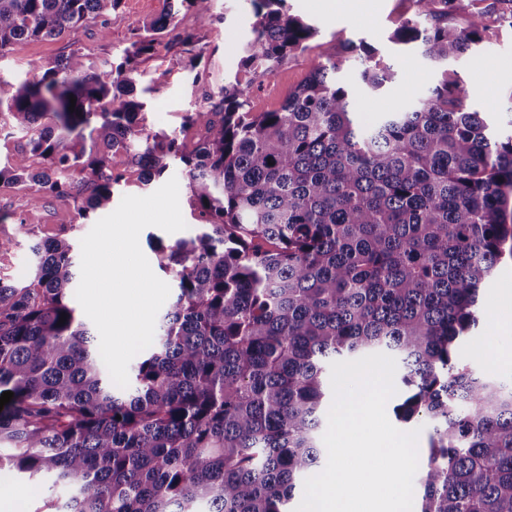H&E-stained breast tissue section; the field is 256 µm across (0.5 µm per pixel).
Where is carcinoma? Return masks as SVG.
Returning <instances> with one entry per match:
<instances>
[{
    "label": "carcinoma",
    "mask_w": 512,
    "mask_h": 512,
    "mask_svg": "<svg viewBox=\"0 0 512 512\" xmlns=\"http://www.w3.org/2000/svg\"><path fill=\"white\" fill-rule=\"evenodd\" d=\"M250 2L240 65L270 77L316 29L286 0ZM459 2L415 0L393 40L449 66L489 29L482 12L456 22ZM120 4L0 0V59L88 22L104 29ZM181 6L211 18V0H163L117 64L72 49L28 63L22 80L0 77V126L24 139L1 188L38 184L32 207L72 195L85 219L111 207L116 159L146 182L177 160L204 226L156 247L178 293L120 393L70 306L67 239L33 245L28 280L0 278V393L14 392L0 410V472L27 477L43 496L35 512H290L322 466L325 362L386 352L402 367L396 417L433 428L420 512H512V385L461 352L480 291L512 261V134L492 136L446 73L411 109L362 125L359 91L336 74L355 66L371 91L395 74L351 44L273 112L251 114L242 83H224L187 114L201 128L188 151L179 133L147 128L136 94L139 60Z\"/></svg>",
    "instance_id": "carcinoma-1"
}]
</instances>
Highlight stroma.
<instances>
[{"mask_svg": "<svg viewBox=\"0 0 512 512\" xmlns=\"http://www.w3.org/2000/svg\"><path fill=\"white\" fill-rule=\"evenodd\" d=\"M325 0H287L290 14L312 24L316 33L305 52L289 56L275 74L253 79L248 87L252 112H270L283 103L289 91L300 85L310 71L325 62L342 43H364L375 48L384 63L395 73L391 83L376 92H363L358 99L359 119L369 125L383 114L415 105L425 97L441 77L442 69L425 59L416 45L393 41L394 31L402 21L413 17V0H336L333 10H326ZM162 0H122L113 13L107 32L98 24L81 28L73 40L39 39L20 45L0 60V72L21 74L28 62L44 64L55 61L75 44L96 62L119 61L129 48L131 32L158 16ZM210 22H199L188 10H181L177 30L195 36L194 52L201 58L197 67H190V54L171 46V33H164L157 52L142 57L139 64L141 86L160 81V93L146 95L148 126L156 132L182 130L186 147H193L199 126L183 128V117L193 111L204 92L223 86L239 69L242 50L249 37L254 17L247 0H212ZM458 78L472 93L473 109L487 113L495 132L512 131V27L494 25L486 43L471 55L458 59L454 65ZM200 82H193V75ZM168 175L177 178L181 212L186 229L168 233L150 226L139 236L140 247L149 263L157 256L149 244L150 237L169 245L193 236L199 220L188 203V178L180 164H172ZM40 187L27 183L0 189V240L10 241L8 251L0 252V277L23 281L30 275L32 246L43 239L64 237L72 243L92 228L91 222L79 218L78 203L70 196L48 199L36 208L25 207L26 197L39 194ZM512 302V263L501 265L482 296L483 315L473 330L470 348L477 350V370L495 378L512 382V328L504 324V305Z\"/></svg>", "mask_w": 512, "mask_h": 512, "instance_id": "stroma-1", "label": "stroma"}]
</instances>
